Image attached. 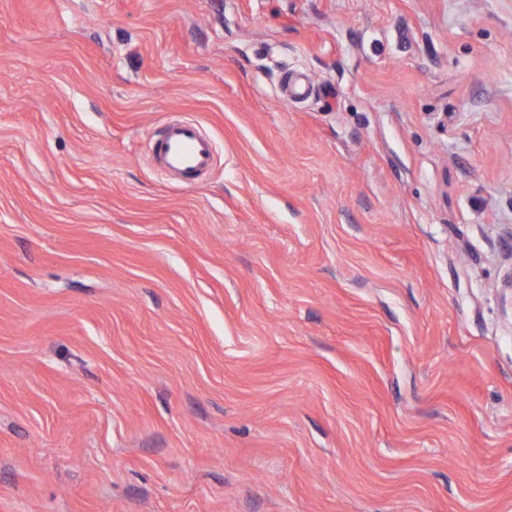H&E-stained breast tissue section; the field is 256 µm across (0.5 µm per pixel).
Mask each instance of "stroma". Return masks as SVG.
Wrapping results in <instances>:
<instances>
[{
    "instance_id": "stroma-1",
    "label": "stroma",
    "mask_w": 512,
    "mask_h": 512,
    "mask_svg": "<svg viewBox=\"0 0 512 512\" xmlns=\"http://www.w3.org/2000/svg\"><path fill=\"white\" fill-rule=\"evenodd\" d=\"M511 273L512 0H0V512H512ZM153 153L162 170L191 176L210 166L213 146L209 139L200 135L195 123H170Z\"/></svg>"
}]
</instances>
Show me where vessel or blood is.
<instances>
[{
    "label": "vessel or blood",
    "instance_id": "vessel-or-blood-1",
    "mask_svg": "<svg viewBox=\"0 0 512 512\" xmlns=\"http://www.w3.org/2000/svg\"><path fill=\"white\" fill-rule=\"evenodd\" d=\"M153 153L162 170L190 176L210 166L213 146L200 135L195 123H171L155 144Z\"/></svg>",
    "mask_w": 512,
    "mask_h": 512
}]
</instances>
